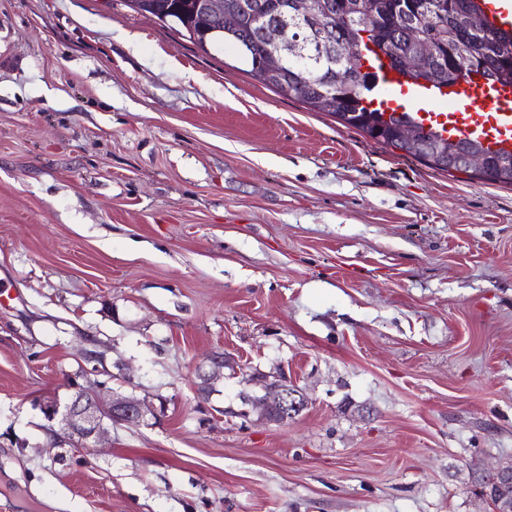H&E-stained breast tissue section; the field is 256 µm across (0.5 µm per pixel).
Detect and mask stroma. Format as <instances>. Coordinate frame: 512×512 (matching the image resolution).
Returning a JSON list of instances; mask_svg holds the SVG:
<instances>
[{"instance_id":"stroma-1","label":"stroma","mask_w":512,"mask_h":512,"mask_svg":"<svg viewBox=\"0 0 512 512\" xmlns=\"http://www.w3.org/2000/svg\"><path fill=\"white\" fill-rule=\"evenodd\" d=\"M272 372L306 408L242 417ZM94 383L154 415L53 442L43 401ZM506 461L512 185L126 0H0V512H496ZM209 370L200 371L198 374L200 382L198 383V391L202 395H207L212 390L214 384L224 378V369L228 368L233 371L238 367L235 359L226 353L213 354L208 357Z\"/></svg>"}]
</instances>
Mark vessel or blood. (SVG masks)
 <instances>
[{
    "instance_id": "obj_1",
    "label": "vessel or blood",
    "mask_w": 512,
    "mask_h": 512,
    "mask_svg": "<svg viewBox=\"0 0 512 512\" xmlns=\"http://www.w3.org/2000/svg\"><path fill=\"white\" fill-rule=\"evenodd\" d=\"M489 25L512 27V0H480ZM372 104L386 112H413L427 130L455 141L474 139L512 153V85L463 78L448 86L406 81L390 67L376 70Z\"/></svg>"
}]
</instances>
